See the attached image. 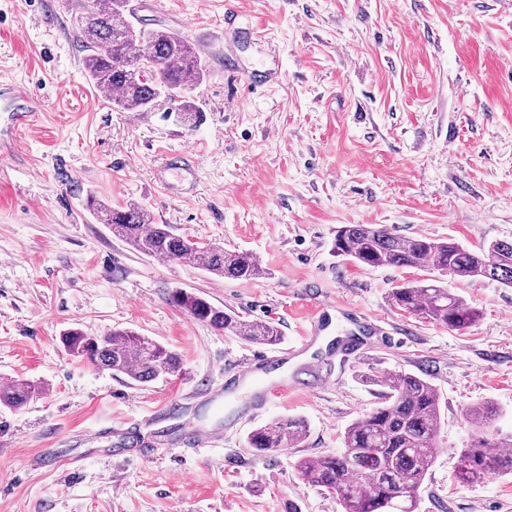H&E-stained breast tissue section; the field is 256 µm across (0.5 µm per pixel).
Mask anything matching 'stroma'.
<instances>
[{"mask_svg":"<svg viewBox=\"0 0 512 512\" xmlns=\"http://www.w3.org/2000/svg\"><path fill=\"white\" fill-rule=\"evenodd\" d=\"M135 17L185 36L207 64L190 97L196 119L167 103L113 107L85 78L72 0H0V82L39 99L32 124L5 144L0 112V380L39 397L0 405V512H342L298 473L341 451L347 426L384 400L368 369L428 371L442 401L440 452L419 512H512V476L456 479L470 440L468 407L499 409L512 433V288L444 277L479 313L458 331L391 307L387 295L427 270L359 267L333 255L344 224H376L467 247L512 240V0H132ZM236 18L225 21L227 9ZM273 84L253 90L255 70ZM200 160L196 177L156 181L163 153ZM135 203L174 234L257 258L256 280L136 252L86 206ZM183 288L243 318L269 322L282 345L311 317L322 333L288 363L246 382H288L253 418L241 394L206 401L251 343L170 300ZM330 309L316 314L315 305ZM383 320L387 344L356 333L345 307ZM129 329L175 350L180 372L140 385L70 355L60 336ZM193 418L220 444L178 442ZM305 421L294 448L259 454L248 433ZM133 436L111 433L116 424ZM157 448L129 458V448ZM61 469H51L53 460Z\"/></svg>","mask_w":512,"mask_h":512,"instance_id":"obj_1","label":"stroma"}]
</instances>
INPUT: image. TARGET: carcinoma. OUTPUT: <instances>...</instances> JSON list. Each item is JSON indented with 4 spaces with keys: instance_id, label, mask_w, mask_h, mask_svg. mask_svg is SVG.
I'll list each match as a JSON object with an SVG mask.
<instances>
[{
    "instance_id": "obj_1",
    "label": "carcinoma",
    "mask_w": 512,
    "mask_h": 512,
    "mask_svg": "<svg viewBox=\"0 0 512 512\" xmlns=\"http://www.w3.org/2000/svg\"><path fill=\"white\" fill-rule=\"evenodd\" d=\"M127 13L128 0H81L71 13L87 79L99 90L114 92L112 104L123 110L147 109L160 93L172 90L176 96L167 99L172 110L192 115L188 93L203 82L205 63L184 36L166 28H138ZM89 207L99 223L143 255L192 263L216 277L253 280L264 274L250 254L175 235L168 225L153 223L140 206L116 209L93 199ZM333 249L358 265L434 272L450 268L459 278L512 287V241L471 249L420 234L397 235L375 224H344L336 230ZM171 300L194 318L246 341L273 345L281 340L275 325L227 313L194 293L176 289ZM388 302L454 330L478 319L473 307L436 278L404 283L391 290ZM62 343L72 355L139 384L181 370L177 353L132 330L89 336L71 328ZM361 379L384 388L385 400L345 429L340 452L301 460L298 470L313 486L336 495L343 512H417L419 492L435 460L440 395L425 373L371 371ZM39 394L37 385L17 380L0 387V404L20 408ZM497 417V408L489 403L467 409V421L476 434L459 451L460 481L512 474V451L497 450L499 444L512 446V435L498 434ZM305 436L304 420L287 418L253 429L247 441L256 451L269 453L293 448Z\"/></svg>"
}]
</instances>
